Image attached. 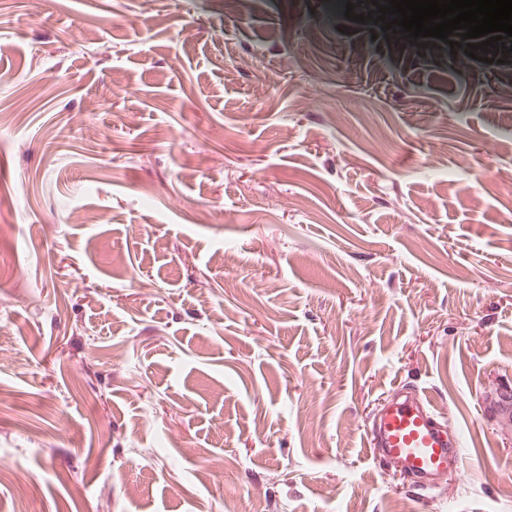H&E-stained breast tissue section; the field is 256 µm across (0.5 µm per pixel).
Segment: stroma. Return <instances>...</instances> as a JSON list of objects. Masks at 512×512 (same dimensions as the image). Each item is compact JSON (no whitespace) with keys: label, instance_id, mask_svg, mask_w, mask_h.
Listing matches in <instances>:
<instances>
[{"label":"stroma","instance_id":"obj_1","mask_svg":"<svg viewBox=\"0 0 512 512\" xmlns=\"http://www.w3.org/2000/svg\"><path fill=\"white\" fill-rule=\"evenodd\" d=\"M316 2L0 0V512H512V37ZM435 417L427 397H400L382 406L371 432L374 448L426 487L461 470L459 441L449 437Z\"/></svg>","mask_w":512,"mask_h":512}]
</instances>
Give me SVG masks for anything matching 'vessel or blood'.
I'll use <instances>...</instances> for the list:
<instances>
[{"label": "vessel or blood", "mask_w": 512, "mask_h": 512, "mask_svg": "<svg viewBox=\"0 0 512 512\" xmlns=\"http://www.w3.org/2000/svg\"><path fill=\"white\" fill-rule=\"evenodd\" d=\"M371 441L385 459L400 464L426 487L461 469L458 439L439 427L430 401L423 396L413 394L384 404Z\"/></svg>", "instance_id": "b4317fda"}]
</instances>
